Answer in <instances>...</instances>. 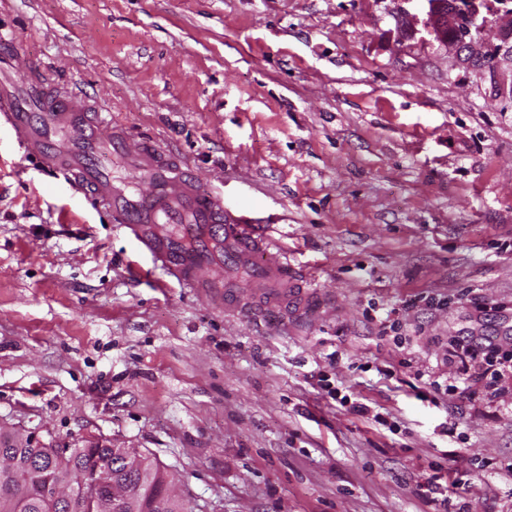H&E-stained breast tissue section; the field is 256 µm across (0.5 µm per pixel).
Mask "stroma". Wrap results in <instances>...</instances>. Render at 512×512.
Returning a JSON list of instances; mask_svg holds the SVG:
<instances>
[{
    "label": "stroma",
    "instance_id": "obj_1",
    "mask_svg": "<svg viewBox=\"0 0 512 512\" xmlns=\"http://www.w3.org/2000/svg\"><path fill=\"white\" fill-rule=\"evenodd\" d=\"M412 0H0V82L106 112L309 273L312 315H225L0 114V436L134 448L189 512H512V373L447 393L454 336L512 349V63ZM363 403L367 413L355 412Z\"/></svg>",
    "mask_w": 512,
    "mask_h": 512
}]
</instances>
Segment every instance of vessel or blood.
I'll return each mask as SVG.
<instances>
[{
	"label": "vessel or blood",
	"instance_id": "1",
	"mask_svg": "<svg viewBox=\"0 0 512 512\" xmlns=\"http://www.w3.org/2000/svg\"><path fill=\"white\" fill-rule=\"evenodd\" d=\"M0 108L6 109L29 157L82 188L90 204L106 209L113 223L141 242L156 264L184 287H203L202 270L221 256L228 265L254 274L246 289L225 280V311H238L247 296L268 310L307 308L306 296L286 285L287 264L267 261L269 238L256 235L243 211L225 207L191 172L170 174L166 159L153 146L138 153L135 170L154 180L157 193L151 200L129 204L111 177L96 173L89 163L100 143L104 117L71 111L65 96L31 85L0 87Z\"/></svg>",
	"mask_w": 512,
	"mask_h": 512
}]
</instances>
